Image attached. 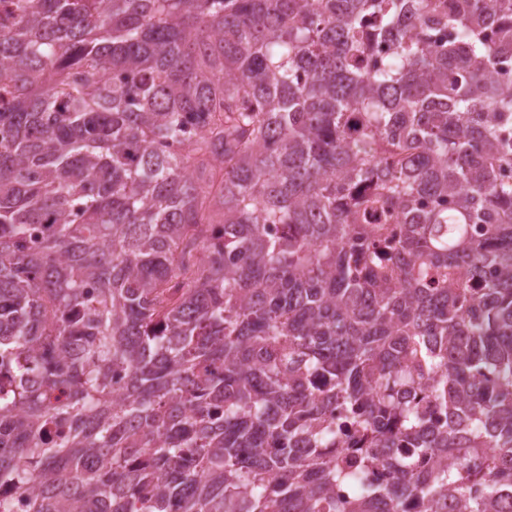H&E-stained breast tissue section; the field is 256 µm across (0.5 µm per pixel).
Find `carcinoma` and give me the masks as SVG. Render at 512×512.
<instances>
[{
    "label": "carcinoma",
    "mask_w": 512,
    "mask_h": 512,
    "mask_svg": "<svg viewBox=\"0 0 512 512\" xmlns=\"http://www.w3.org/2000/svg\"><path fill=\"white\" fill-rule=\"evenodd\" d=\"M511 53L512 0H0V488L512 512Z\"/></svg>",
    "instance_id": "cac0c4a2"
}]
</instances>
